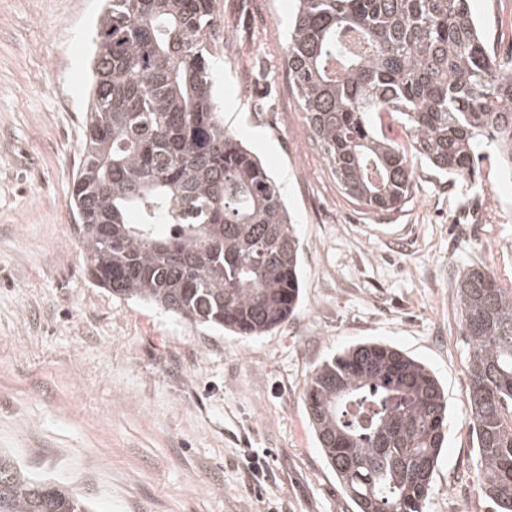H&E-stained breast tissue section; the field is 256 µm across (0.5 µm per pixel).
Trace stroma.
I'll use <instances>...</instances> for the list:
<instances>
[{"label": "stroma", "mask_w": 512, "mask_h": 512, "mask_svg": "<svg viewBox=\"0 0 512 512\" xmlns=\"http://www.w3.org/2000/svg\"><path fill=\"white\" fill-rule=\"evenodd\" d=\"M100 0H0V450L95 512H356L311 429L313 368L383 341L425 363L448 402L426 512H494L479 492L456 280L512 289V174L483 158L469 189L416 163L402 210L339 189L288 76L296 0H216L225 127L274 178L296 227L302 296L242 338L112 296L86 278L69 185L80 163L89 34ZM512 43V0H471ZM505 199L507 217L457 224ZM267 452L264 479L247 463Z\"/></svg>", "instance_id": "1"}]
</instances>
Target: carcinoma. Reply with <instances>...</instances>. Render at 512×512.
<instances>
[{
  "instance_id": "obj_1",
  "label": "carcinoma",
  "mask_w": 512,
  "mask_h": 512,
  "mask_svg": "<svg viewBox=\"0 0 512 512\" xmlns=\"http://www.w3.org/2000/svg\"><path fill=\"white\" fill-rule=\"evenodd\" d=\"M215 18V0H106L70 199L92 284L248 338L294 314L301 254L274 180L224 128ZM287 58L336 184L367 211L408 202L413 158L470 186L484 156L512 167V59L491 50L470 0H299ZM456 288L479 488L512 512V291L481 267ZM304 397L357 512H425L448 404L424 363L359 343L318 364ZM89 509L0 451V512Z\"/></svg>"
}]
</instances>
